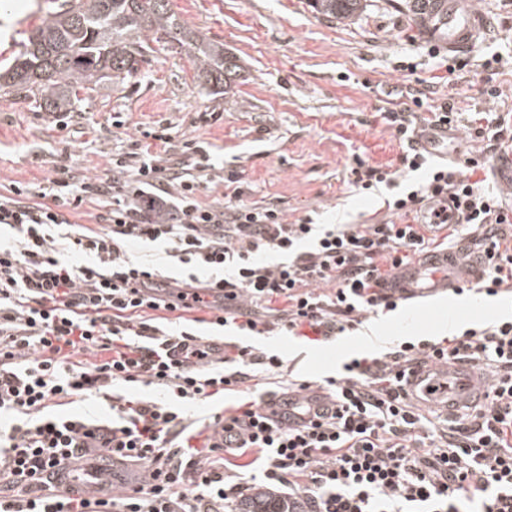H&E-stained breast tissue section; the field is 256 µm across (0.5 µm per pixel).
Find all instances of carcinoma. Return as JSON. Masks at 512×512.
<instances>
[{"instance_id": "carcinoma-1", "label": "carcinoma", "mask_w": 512, "mask_h": 512, "mask_svg": "<svg viewBox=\"0 0 512 512\" xmlns=\"http://www.w3.org/2000/svg\"><path fill=\"white\" fill-rule=\"evenodd\" d=\"M417 23L448 16V0H406ZM328 19L352 20L362 0H311ZM176 43L201 67L204 84L228 94L240 70L224 44L186 27L169 0H66L61 10L40 20L10 67L0 71V90L32 99L46 112H71L79 92L122 81L139 69L152 44ZM239 512H299L298 502L261 489L239 505Z\"/></svg>"}]
</instances>
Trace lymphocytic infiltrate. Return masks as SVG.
<instances>
[{"label":"lymphocytic infiltrate","mask_w":512,"mask_h":512,"mask_svg":"<svg viewBox=\"0 0 512 512\" xmlns=\"http://www.w3.org/2000/svg\"><path fill=\"white\" fill-rule=\"evenodd\" d=\"M384 118L400 170L418 179L350 167L351 187L382 195L387 217L374 224L291 222L245 202L236 176L163 126L129 138L103 177L70 169L0 193V512H237L252 488L246 455L308 512H512V318L355 357L322 384L325 411L300 402L286 426L262 398L191 413L283 365L250 346L218 348L201 323L330 340L423 296L399 280L465 227L488 255L478 291L512 293V206L476 179L512 122L417 96ZM459 128L477 145L464 162L414 146ZM223 181V204L201 201ZM88 201L101 204L95 223H72ZM432 359L494 371L485 403L446 428L409 400L412 368ZM89 398L106 419L67 412ZM106 455L120 486L104 497L56 477L64 464L92 477Z\"/></svg>","instance_id":"1"}]
</instances>
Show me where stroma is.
<instances>
[{"instance_id": "obj_1", "label": "stroma", "mask_w": 512, "mask_h": 512, "mask_svg": "<svg viewBox=\"0 0 512 512\" xmlns=\"http://www.w3.org/2000/svg\"><path fill=\"white\" fill-rule=\"evenodd\" d=\"M63 0H5L0 6V66ZM190 29L222 43L242 64L227 95L202 89L197 68L171 46L147 56L136 74L82 95L67 129L31 101L0 93V193L16 182L36 183L55 168L75 165L88 178L104 176L113 150L137 128L174 127L207 149L225 173H236L242 198L273 204L289 220L360 224L382 218L379 195L346 184L354 157L396 165L400 153L384 111L408 95L448 102L465 112H512V72L489 76L485 54H512V0H483L495 31L469 56L468 66L437 79L404 0H366L354 20L313 13L308 0H170ZM415 70H408V63ZM493 78L496 101L478 93ZM122 117L115 127L113 117ZM512 315V297L442 293L371 316L364 330L325 345L294 336H250L247 344L279 354L280 374L258 375L247 393L278 392L289 380L311 382L340 372L345 361L406 336H438L455 326Z\"/></svg>"}]
</instances>
